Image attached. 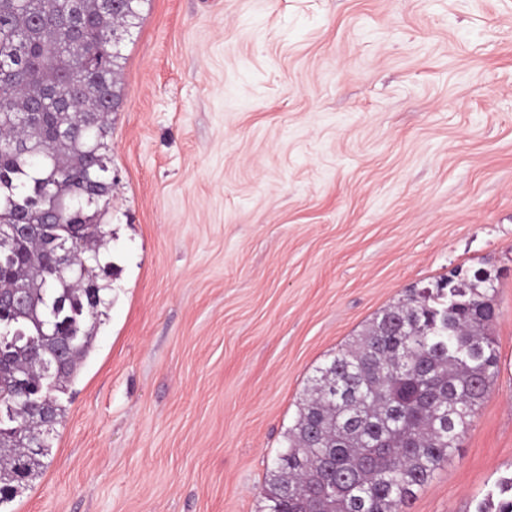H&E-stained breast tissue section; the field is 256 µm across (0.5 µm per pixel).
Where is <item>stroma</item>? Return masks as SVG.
I'll use <instances>...</instances> for the list:
<instances>
[{
  "mask_svg": "<svg viewBox=\"0 0 512 512\" xmlns=\"http://www.w3.org/2000/svg\"><path fill=\"white\" fill-rule=\"evenodd\" d=\"M122 53L110 303L6 512H262L316 369L457 267L498 374L406 512H475L512 477V0H142Z\"/></svg>",
  "mask_w": 512,
  "mask_h": 512,
  "instance_id": "obj_1",
  "label": "stroma"
}]
</instances>
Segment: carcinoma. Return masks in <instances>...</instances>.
<instances>
[{"label":"carcinoma","instance_id":"1","mask_svg":"<svg viewBox=\"0 0 512 512\" xmlns=\"http://www.w3.org/2000/svg\"><path fill=\"white\" fill-rule=\"evenodd\" d=\"M142 0L118 19L97 0H0V230L37 224L0 253V289L25 278L24 302L0 308V505L43 472L63 417L56 393L90 352L103 304L104 227L84 206L109 199V117L122 44ZM80 226L78 260L55 246ZM495 287L474 274L412 291L317 369L264 490L266 512H405L456 450L498 373ZM41 450L17 441L19 428Z\"/></svg>","mask_w":512,"mask_h":512}]
</instances>
